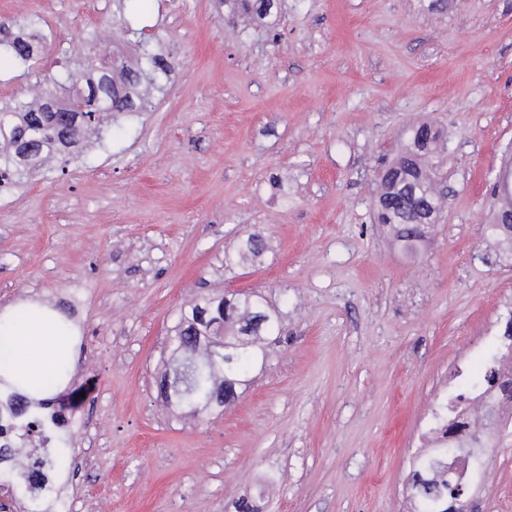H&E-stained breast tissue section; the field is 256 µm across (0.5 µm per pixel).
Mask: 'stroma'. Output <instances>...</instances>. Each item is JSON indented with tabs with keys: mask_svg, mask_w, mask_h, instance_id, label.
Instances as JSON below:
<instances>
[{
	"mask_svg": "<svg viewBox=\"0 0 512 512\" xmlns=\"http://www.w3.org/2000/svg\"><path fill=\"white\" fill-rule=\"evenodd\" d=\"M224 0H0L40 22L37 64L0 58V99L80 71L90 35L161 39L165 93L79 159L0 190V311L71 315L96 445L78 512H410L433 411L507 344L512 255L487 237L512 155V0H283L225 25ZM442 136L446 201L416 253L373 224L408 129ZM252 266L224 253L251 233ZM263 294L281 339L236 404L198 420L159 396L165 338L202 294ZM480 512H512V427L487 437ZM274 483H267L268 475Z\"/></svg>",
	"mask_w": 512,
	"mask_h": 512,
	"instance_id": "1",
	"label": "stroma"
}]
</instances>
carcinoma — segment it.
I'll list each match as a JSON object with an SVG mask.
<instances>
[{
  "label": "carcinoma",
  "mask_w": 512,
  "mask_h": 512,
  "mask_svg": "<svg viewBox=\"0 0 512 512\" xmlns=\"http://www.w3.org/2000/svg\"><path fill=\"white\" fill-rule=\"evenodd\" d=\"M228 23L234 25L240 15L263 19L274 6L273 0H225ZM38 22L27 18L18 24L19 32L0 41L4 54L30 62L37 59L38 41L44 37L36 30ZM102 57L96 46L88 48L84 71L86 89H67V81H54V89L36 103L17 101L0 108V169L21 182L32 177L49 155H59L93 132L99 139L112 134V116L116 112H135L143 102L141 87L157 90V74H167L173 62L152 52L144 56L148 68L130 70L113 57L111 67L94 71ZM405 154L390 163L380 182L375 221L389 225L404 248L414 253L428 237L431 226L418 223L423 207L435 205L441 195L437 189V167L433 158L441 140L439 132L427 123L406 133ZM494 220L487 225L490 235L512 249V193H503ZM265 249L262 236L250 234L232 254L225 256L230 266L246 267L257 261ZM10 320L0 319V390L24 403L26 417L13 422L14 433L25 439L33 427L39 428L40 441L56 442L41 463L60 469L69 456V440L58 437L50 422L49 410L55 402L52 393L59 380L70 374L69 363L58 362L53 372L39 385L31 386L15 375L9 360L6 334ZM280 336V316L266 298L252 291H240L224 298L222 293L206 294L180 308L168 340L167 365L160 376L159 388L165 399L177 409L204 415L215 408L234 404L247 389L250 368L265 366L268 340ZM511 344L507 351L492 356L484 378L500 374L503 359L512 361ZM469 438L456 437L447 447L435 449L423 458L421 467L409 475L408 489L417 501L416 512H448L454 496L461 493L462 482L451 466ZM29 497L26 512H47L52 486L38 492L24 481L19 471L0 472V484Z\"/></svg>",
  "instance_id": "1"
}]
</instances>
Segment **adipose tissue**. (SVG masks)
Instances as JSON below:
<instances>
[{"label": "adipose tissue", "instance_id": "adipose-tissue-1", "mask_svg": "<svg viewBox=\"0 0 512 512\" xmlns=\"http://www.w3.org/2000/svg\"><path fill=\"white\" fill-rule=\"evenodd\" d=\"M10 334L13 368L33 384L40 383L70 353L62 331L46 316L14 317Z\"/></svg>", "mask_w": 512, "mask_h": 512}]
</instances>
